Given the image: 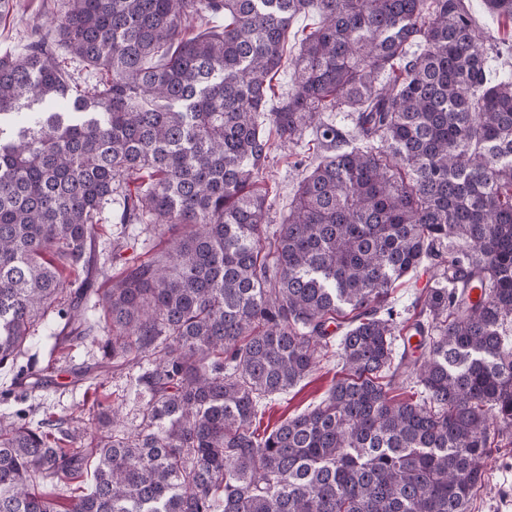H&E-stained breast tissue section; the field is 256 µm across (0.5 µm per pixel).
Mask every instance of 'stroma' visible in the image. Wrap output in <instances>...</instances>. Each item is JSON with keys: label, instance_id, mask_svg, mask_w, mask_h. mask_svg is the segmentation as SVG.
Here are the masks:
<instances>
[{"label": "stroma", "instance_id": "35a3bbf8", "mask_svg": "<svg viewBox=\"0 0 512 512\" xmlns=\"http://www.w3.org/2000/svg\"><path fill=\"white\" fill-rule=\"evenodd\" d=\"M61 15V0H14L12 9L0 13V55L22 53L32 32H50L53 21ZM305 137V143L299 144L295 155L278 158L266 175V182L272 189L268 214L271 223L282 220L289 196L305 174L307 164L314 159L307 146L314 134L309 131ZM168 237V232H148L139 224L109 222L103 228L98 249L101 255H108L111 242L119 240L127 245L126 256L135 255L145 260L160 251ZM52 344V339L44 333L33 336L28 353L34 357L36 369L44 371L47 382L27 399L11 397L0 401V412L25 410L33 405L37 408L30 417L34 423L49 414L57 417L77 415L91 409L98 393L104 392L109 403L122 405L127 429H135L146 400L135 386L137 369L109 373L103 379L102 390L98 391L79 378L81 372L101 359L102 351L98 345L87 341L56 350ZM335 373V362H328L288 392L262 401L256 419L257 429H272L286 418L317 405ZM488 460L471 512H512V444L493 449Z\"/></svg>", "mask_w": 512, "mask_h": 512}]
</instances>
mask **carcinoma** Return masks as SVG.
<instances>
[{"instance_id": "1", "label": "carcinoma", "mask_w": 512, "mask_h": 512, "mask_svg": "<svg viewBox=\"0 0 512 512\" xmlns=\"http://www.w3.org/2000/svg\"><path fill=\"white\" fill-rule=\"evenodd\" d=\"M493 53L466 0H66L53 39L1 56L0 365L61 319L55 343L98 341L149 399L134 434L101 402L1 414L0 512H58L87 469L64 512H471L512 431V72ZM309 130L321 159L270 234L263 174ZM114 203L179 233L101 264ZM422 267L402 314L393 285ZM332 351L325 398L258 434L261 401ZM316 17L314 14H303L298 16L288 29L286 36L285 50L288 58L295 53L301 39L314 27Z\"/></svg>"}]
</instances>
